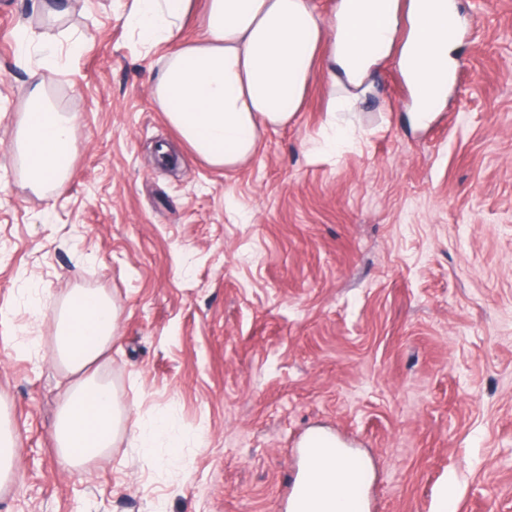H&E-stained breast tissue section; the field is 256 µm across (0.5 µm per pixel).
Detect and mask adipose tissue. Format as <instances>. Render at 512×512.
I'll list each match as a JSON object with an SVG mask.
<instances>
[{
    "label": "adipose tissue",
    "mask_w": 512,
    "mask_h": 512,
    "mask_svg": "<svg viewBox=\"0 0 512 512\" xmlns=\"http://www.w3.org/2000/svg\"><path fill=\"white\" fill-rule=\"evenodd\" d=\"M196 3L133 0L127 22L142 44L166 46L152 100L180 138L214 167H239L254 155L265 130L288 126L302 111L318 66L330 78L327 110L334 114L354 110L371 91L379 62L393 53L414 112L434 110L447 91L457 50L448 32L451 0H337L327 18L308 0H206L204 32L187 42L181 33ZM403 22L409 32L400 45ZM27 97L16 149L35 187L63 188L72 122L45 104L42 84ZM116 319L111 298L92 290L78 292L56 317V358L76 381L64 394L54 448L73 469H87L105 456L118 426L130 420L111 387L88 371L110 348ZM364 478L362 463L326 456L313 463L307 491L326 512H362L349 482Z\"/></svg>",
    "instance_id": "obj_1"
}]
</instances>
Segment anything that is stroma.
<instances>
[{
  "instance_id": "obj_1",
  "label": "stroma",
  "mask_w": 512,
  "mask_h": 512,
  "mask_svg": "<svg viewBox=\"0 0 512 512\" xmlns=\"http://www.w3.org/2000/svg\"><path fill=\"white\" fill-rule=\"evenodd\" d=\"M132 0H0V512H291L306 437L366 462V512H512V0H457L445 104L414 120L395 59L331 128L315 69L302 112L231 172L152 102L163 48ZM57 41L21 56L25 36ZM72 118L63 189L13 146L30 85ZM118 307L92 365L133 417L90 471L52 432L73 375L54 319L77 291ZM15 444L14 434L0 427V485L11 481L15 465Z\"/></svg>"
}]
</instances>
